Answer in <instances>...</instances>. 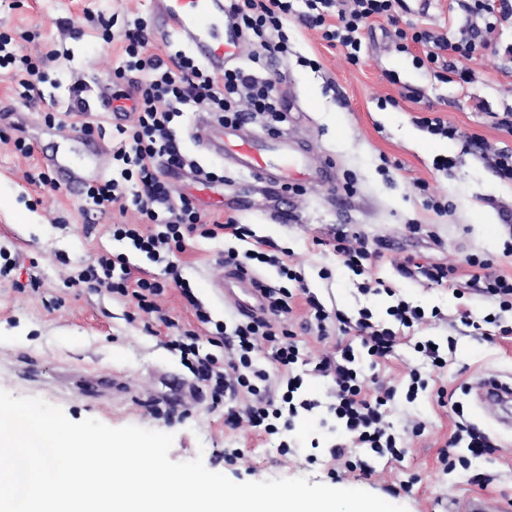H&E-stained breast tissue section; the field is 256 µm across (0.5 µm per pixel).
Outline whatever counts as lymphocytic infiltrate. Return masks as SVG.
<instances>
[{
  "label": "lymphocytic infiltrate",
  "mask_w": 512,
  "mask_h": 512,
  "mask_svg": "<svg viewBox=\"0 0 512 512\" xmlns=\"http://www.w3.org/2000/svg\"><path fill=\"white\" fill-rule=\"evenodd\" d=\"M405 6V0H230L243 45L250 50V65L228 67L220 75L183 53L177 54L172 65L149 53L147 25L143 21H135L125 34L124 54L115 73L120 76L135 70L142 78L137 85L135 117L130 126L119 128V137L112 147L113 159L121 162L123 168L119 178L89 186L86 194L106 212L115 210L123 214L127 203H134L139 221L113 225L112 236L128 242L135 251L161 265L165 277L131 280L128 256L105 252L95 263L68 275L66 282L72 288L83 285L106 288L130 298L137 317L169 329L176 322L161 307L159 299L169 286L179 287L183 297L191 301L199 328L180 331L173 347L186 360L192 374L209 389L212 408H219L230 399L243 398V406L225 420L230 429L262 427L270 431L275 420H290L300 412L309 413L317 408V401L294 398L303 384L302 378L291 372L302 358L287 327L295 301H302L306 308L307 329L321 337L328 336L334 327L344 334L357 332L367 355L374 359L392 354L405 331H423L443 320L444 315L440 308L427 310L403 299L387 308L383 320L367 307L359 308L353 319L338 311L329 312L310 291L288 249L256 236L249 225L235 218L222 222L204 220L192 199L169 185L166 175L176 168L190 169L198 181L208 184L220 179L217 172L204 168L181 150L174 121L181 115V105L192 101L207 105L221 120L250 119L261 122L267 131H277L283 120V106L275 92V81L266 72V61L287 54L288 37L283 23L288 17H297L320 31L323 40L330 46L341 47L348 62L355 65L363 54L362 30L376 19L393 17ZM463 8L470 20L461 37L452 39L414 25L399 27L393 35L397 51L406 53L411 45H421L423 54L416 57L417 66L434 67L435 77L443 82H468L471 71L467 61L486 49L488 35L512 20V0H464ZM7 65L14 68L15 92L25 102H32L39 62L17 55L11 36L0 32V68ZM416 123L430 135L463 141L465 150L477 153L496 177L512 183V148H500L479 135L465 134L438 116H420ZM130 180L139 189L129 200L122 184ZM224 230L234 239L251 244L243 252L232 247L225 249V266L247 274L261 267H272L284 281L279 288L262 286L264 316L241 320L231 328L214 321L210 311L193 300L190 285L184 283L178 265L171 259L173 251L184 249L188 236L215 239ZM388 247L386 240H372L362 234L339 236L333 245L343 264L361 275L357 289L365 296L379 294L387 288L384 280L366 278L365 272ZM467 264L472 270L471 283L495 300L499 310L480 318L463 310L459 313L460 323L470 328L473 335L485 339L495 329L504 336L512 334V326L502 322L503 313L512 312V275L499 273L488 259L472 257ZM203 328L208 329V336H200ZM216 346L223 347V356L213 354ZM263 347L270 348L273 360L290 372L283 395L275 394L268 370L256 361V354ZM355 361L353 347L340 345L334 353L319 358L314 370L333 382L334 401L328 411L335 415L345 435L344 441L330 447V456L340 460L346 458L349 447L366 449V458L352 461L351 467L369 477L376 472L374 458L402 460L407 453V442L393 432L387 420L395 387L376 377L365 378Z\"/></svg>",
  "instance_id": "f902f5d3"
}]
</instances>
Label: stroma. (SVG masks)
Wrapping results in <instances>:
<instances>
[{
  "label": "stroma",
  "mask_w": 512,
  "mask_h": 512,
  "mask_svg": "<svg viewBox=\"0 0 512 512\" xmlns=\"http://www.w3.org/2000/svg\"><path fill=\"white\" fill-rule=\"evenodd\" d=\"M149 3L0 0V32L18 37L20 49L30 56L56 53L41 69L36 81L40 95L33 102L18 99L9 72L0 73V389L59 406L74 422L94 418L110 427L136 425L172 434L171 460L202 458L207 469L237 483L304 477L312 484L369 491L407 512H442L450 498L466 494L512 503V433L477 410L471 394L481 378L512 376V335L482 340L456 320L458 310L481 317L497 312L498 306L472 291L460 298L455 289L402 278L393 265L398 255L461 265L477 256L512 274V253L504 249L512 238L506 227L512 183L500 181L477 156L466 153L462 141L430 136L414 122L432 111L466 133L512 145V136L494 120L512 111V54L504 52L512 45V23L496 31L495 49L470 62L472 81L459 85L439 82L432 71L417 67L413 58L421 47L400 53L389 37L395 27L410 24L457 34L466 14L449 9L448 0L414 2L398 20L377 19L362 34L366 53L355 65L346 61L341 48L322 40L319 31L288 21V53L272 63L277 91L288 105L283 126L313 163L332 162L337 181L300 180L287 192L234 173L222 187L221 214L289 249L327 309L353 317L366 306L382 319L400 297L426 309L439 307L446 316L429 334L442 344L455 340L447 367L432 368L405 345L376 363L365 355L358 360L366 374L395 385L413 368L429 381L414 401L397 394L390 416L395 430L413 419L423 424V434L411 440L404 460L378 461L380 475L366 478L329 457V444L344 435L320 416L289 432L293 447L284 456L278 436L225 426L223 410L210 409L208 396L193 403L165 402L169 380L193 379L169 344L170 329L146 331L142 321H129L133 306L128 300L103 288H68L60 278L63 266L90 263L102 250L126 253L133 278L164 276L161 266L113 239L116 216L100 211L86 195L50 192L25 178L39 165L42 151L75 146L81 131L66 124V115L92 110L100 87L134 96L140 73L118 80L113 71L125 28L135 18L149 17ZM104 19L112 23L109 43L102 38ZM412 90L417 99H409ZM207 116L205 107L188 104L175 127L182 149L220 172L222 162L204 155L189 136ZM18 140L31 147L30 155L16 151ZM441 156L455 158V167L435 170L433 162ZM347 177L350 189H338V181ZM419 179L448 197L451 212L439 214L424 206L413 188ZM273 206L287 213V223L268 221L264 212ZM413 224L420 225V233L410 232ZM339 233L394 240L396 252L384 253L371 274L391 285L395 297L359 294L357 276L325 245ZM223 248V240L197 237L175 261L213 318L231 327L240 319L238 312L208 290ZM442 391L449 400H439ZM458 405L463 408L459 414L454 411ZM461 416L488 434L497 448L448 476L440 459L460 454L448 441ZM228 448L244 449L245 460L226 458ZM407 479L413 485L405 491L401 485Z\"/></svg>",
  "instance_id": "obj_1"
}]
</instances>
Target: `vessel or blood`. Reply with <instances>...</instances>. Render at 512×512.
I'll list each match as a JSON object with an SVG mask.
<instances>
[{
  "instance_id": "vessel-or-blood-1",
  "label": "vessel or blood",
  "mask_w": 512,
  "mask_h": 512,
  "mask_svg": "<svg viewBox=\"0 0 512 512\" xmlns=\"http://www.w3.org/2000/svg\"><path fill=\"white\" fill-rule=\"evenodd\" d=\"M153 40L166 44L187 46L193 55L210 70L220 72L238 60L241 47L240 32L230 16L228 0H152ZM199 137L204 152L224 161L226 168L246 174L257 181L317 177L329 180L334 176L332 164L310 170L305 157L290 140L288 133L255 137L241 134L239 126L211 119ZM104 151L101 142L81 140L71 153L56 150L44 152L42 161L50 169L60 187L77 193L89 180L102 178L105 168L100 161ZM238 277L231 271H217L209 280L212 292L240 313H257L262 299L255 289L235 294L232 285ZM481 411L491 412L496 406L512 400V382L496 381L480 384L476 392Z\"/></svg>"
}]
</instances>
